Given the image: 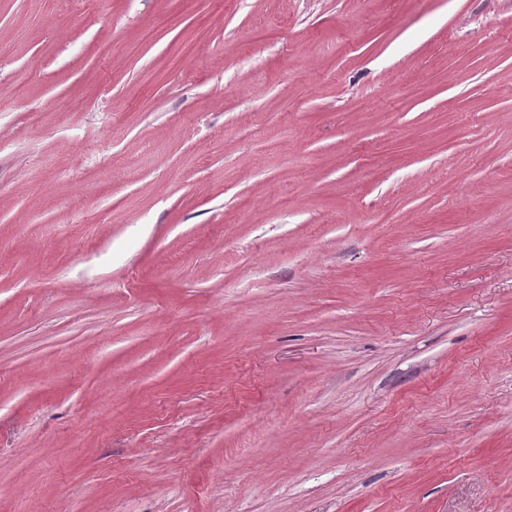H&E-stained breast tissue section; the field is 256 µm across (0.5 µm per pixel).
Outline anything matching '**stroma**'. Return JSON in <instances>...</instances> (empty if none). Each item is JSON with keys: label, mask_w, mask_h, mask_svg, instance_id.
Returning <instances> with one entry per match:
<instances>
[{"label": "stroma", "mask_w": 512, "mask_h": 512, "mask_svg": "<svg viewBox=\"0 0 512 512\" xmlns=\"http://www.w3.org/2000/svg\"><path fill=\"white\" fill-rule=\"evenodd\" d=\"M0 512H512V0H0Z\"/></svg>", "instance_id": "obj_1"}]
</instances>
